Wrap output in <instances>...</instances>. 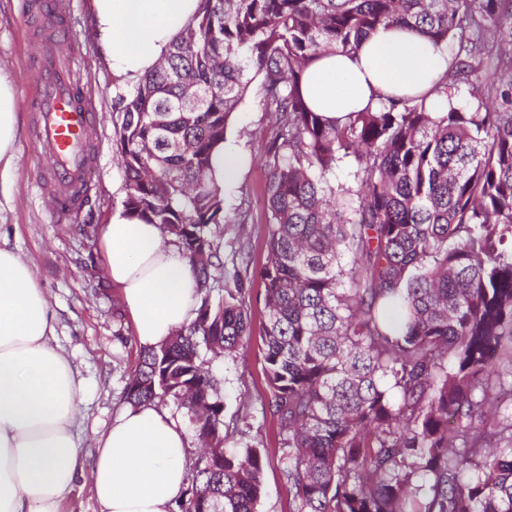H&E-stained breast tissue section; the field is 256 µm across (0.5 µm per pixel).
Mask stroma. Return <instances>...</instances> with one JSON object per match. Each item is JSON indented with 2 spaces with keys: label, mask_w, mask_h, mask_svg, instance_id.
<instances>
[{
  "label": "stroma",
  "mask_w": 512,
  "mask_h": 512,
  "mask_svg": "<svg viewBox=\"0 0 512 512\" xmlns=\"http://www.w3.org/2000/svg\"><path fill=\"white\" fill-rule=\"evenodd\" d=\"M68 36L75 46L73 68L83 96L98 112L93 135L95 171L88 203L70 216H58L41 191L43 161L25 103L31 90L27 60L34 51L27 33L25 0H0V72L15 88L19 142L17 181L13 200L0 207V242L6 243L33 269L58 317V342L89 380L90 391L75 427L83 455H91L97 438L112 423L123 403L129 375L140 352L131 317L106 273L103 228L122 206L125 177L113 145L112 99L117 93L112 69L101 53L93 24L92 0H57ZM271 113L256 92H249L227 128L250 158L234 183L225 185L227 210L242 195L251 198L245 224L224 227V258L237 260L251 288L252 334L231 358L204 355V367L218 380L224 399V432L230 448L249 445L265 451L263 491L257 512H291L293 492L282 475L277 448L278 426L266 409L269 396L264 377V286L256 271L266 260L268 209L263 193L266 179L264 148L273 137Z\"/></svg>",
  "instance_id": "stroma-1"
}]
</instances>
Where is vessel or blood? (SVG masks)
Instances as JSON below:
<instances>
[{
    "mask_svg": "<svg viewBox=\"0 0 512 512\" xmlns=\"http://www.w3.org/2000/svg\"><path fill=\"white\" fill-rule=\"evenodd\" d=\"M30 73L37 88L33 102L36 134L49 172L48 199L60 214L81 204L79 190L94 166L91 139L98 114L72 97V53L63 35L36 38Z\"/></svg>",
    "mask_w": 512,
    "mask_h": 512,
    "instance_id": "b4317fda",
    "label": "vessel or blood"
}]
</instances>
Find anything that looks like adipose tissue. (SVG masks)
<instances>
[{"mask_svg":"<svg viewBox=\"0 0 512 512\" xmlns=\"http://www.w3.org/2000/svg\"><path fill=\"white\" fill-rule=\"evenodd\" d=\"M200 0H93L100 45L119 86L165 56ZM451 48L402 26H381L354 51L323 54L305 72L310 107L326 118L379 96L428 95ZM16 97L0 75V197H9L18 139ZM107 276L119 288L140 349L159 348L195 316L197 282L159 225L119 209L103 233ZM54 314L29 264L0 247V512H61L79 473L89 472L98 512H172L187 487L185 427L155 403L125 405L91 460L74 427L87 392L54 336Z\"/></svg>","mask_w":512,"mask_h":512,"instance_id":"ef3b65f1","label":"adipose tissue"}]
</instances>
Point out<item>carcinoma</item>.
I'll return each mask as SVG.
<instances>
[{"mask_svg": "<svg viewBox=\"0 0 512 512\" xmlns=\"http://www.w3.org/2000/svg\"><path fill=\"white\" fill-rule=\"evenodd\" d=\"M391 24L451 44L434 86L453 91L448 109L386 96L335 122L313 111L307 68ZM257 76L276 127L262 340L292 512H512V410L489 394L497 362L512 363V0H201L114 98L123 208L173 237L198 284L195 318L140 351L124 392L173 398L208 448L178 512H256L267 462L224 448V400L201 360L252 330L247 279L225 277L209 172ZM479 78L477 100L458 97ZM342 164L349 181L335 182Z\"/></svg>", "mask_w": 512, "mask_h": 512, "instance_id": "cac0c4a2", "label": "carcinoma"}]
</instances>
